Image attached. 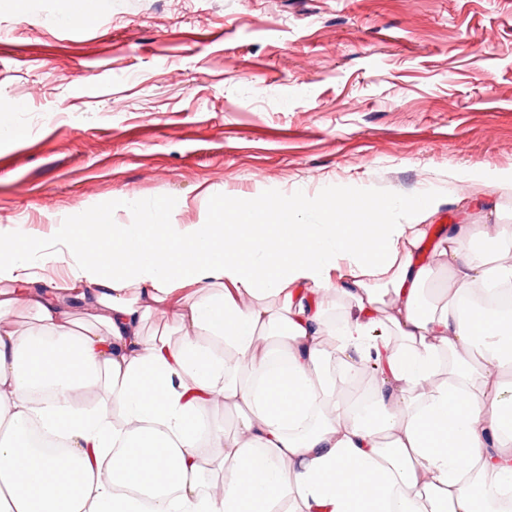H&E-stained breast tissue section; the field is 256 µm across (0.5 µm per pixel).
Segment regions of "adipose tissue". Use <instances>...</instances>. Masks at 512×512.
I'll return each instance as SVG.
<instances>
[{"label":"adipose tissue","mask_w":512,"mask_h":512,"mask_svg":"<svg viewBox=\"0 0 512 512\" xmlns=\"http://www.w3.org/2000/svg\"><path fill=\"white\" fill-rule=\"evenodd\" d=\"M437 205L353 223L342 197L227 199L216 223L160 207L147 224L61 225L51 246L0 233V512H500L512 310L466 297L512 282V225H449L436 288L419 251ZM58 263L68 279L38 286ZM74 300L96 329L74 328ZM172 304L173 335H143ZM18 307L36 328L9 322ZM369 364L360 414L334 376ZM214 404L233 430L206 424ZM33 424L63 456L32 448ZM207 436L221 453L204 463ZM205 468L220 494L202 492Z\"/></svg>","instance_id":"1"}]
</instances>
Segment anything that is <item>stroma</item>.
<instances>
[{"instance_id":"1","label":"stroma","mask_w":512,"mask_h":512,"mask_svg":"<svg viewBox=\"0 0 512 512\" xmlns=\"http://www.w3.org/2000/svg\"><path fill=\"white\" fill-rule=\"evenodd\" d=\"M0 0V228L227 198L440 200L512 224V0ZM483 165L489 182L474 181ZM134 196L139 209L124 208Z\"/></svg>"}]
</instances>
